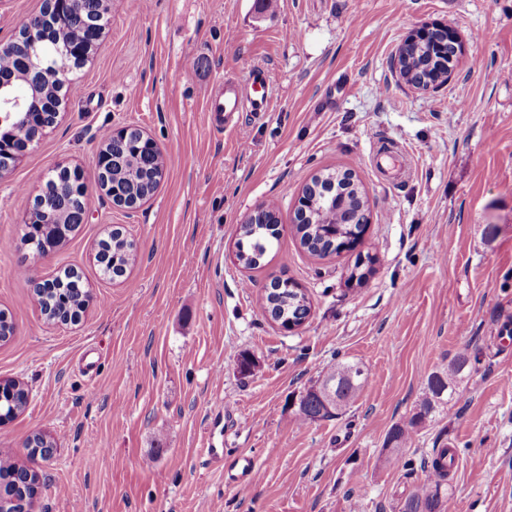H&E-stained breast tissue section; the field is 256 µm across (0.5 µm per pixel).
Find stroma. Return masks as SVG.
Masks as SVG:
<instances>
[{
	"mask_svg": "<svg viewBox=\"0 0 512 512\" xmlns=\"http://www.w3.org/2000/svg\"><path fill=\"white\" fill-rule=\"evenodd\" d=\"M431 24L452 26L464 53L422 92L393 58ZM256 69L268 111L212 126L211 90ZM74 80L82 96L0 181V310L16 328L0 380L30 392L0 424V455L25 465L32 434L58 442L36 464L35 512H401L431 487L422 461L443 446L459 451L441 488L454 512H512V0H112ZM117 126L162 147L158 190L131 211L92 192L84 223L36 257L22 220L45 176L93 177ZM326 168L356 173L369 223L355 250L319 258L292 224ZM269 200L280 244L248 269L239 226ZM115 226L138 250L109 281L95 255ZM69 267L93 299L79 322L52 325L34 288ZM277 279L311 302L291 331L262 304ZM475 350L414 444L386 448L428 375ZM337 361L364 368L357 401L299 425L300 396ZM210 444L223 464L207 462ZM242 454L258 471L245 494L225 470Z\"/></svg>",
	"mask_w": 512,
	"mask_h": 512,
	"instance_id": "stroma-1",
	"label": "stroma"
}]
</instances>
